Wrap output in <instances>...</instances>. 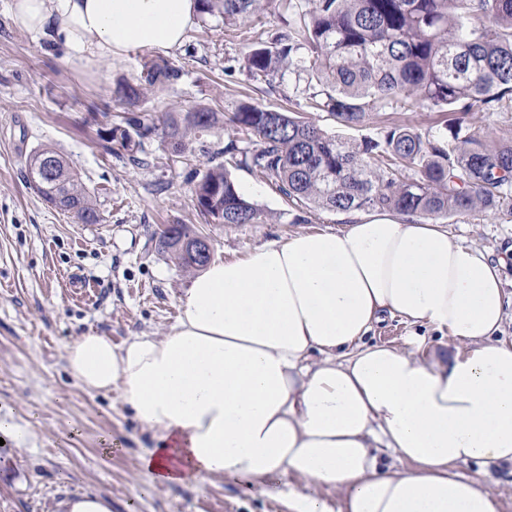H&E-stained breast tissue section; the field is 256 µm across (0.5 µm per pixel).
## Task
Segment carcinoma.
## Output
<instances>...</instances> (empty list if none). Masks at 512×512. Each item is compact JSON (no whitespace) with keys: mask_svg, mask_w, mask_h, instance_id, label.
Returning <instances> with one entry per match:
<instances>
[{"mask_svg":"<svg viewBox=\"0 0 512 512\" xmlns=\"http://www.w3.org/2000/svg\"><path fill=\"white\" fill-rule=\"evenodd\" d=\"M200 13L241 28L261 21V0H198ZM301 70L317 77L310 108L330 113L345 127L363 124L371 112L436 106L446 112H490L512 102V0H309L288 23L245 57V68L268 82L297 53ZM182 70L143 59L140 73L116 85L128 112L118 124L97 130L98 145L118 158L140 162L144 142L160 139L183 154L189 140L220 125L219 113L195 109L177 117L143 112L148 90L177 82ZM233 130L253 149L230 140L222 155L240 157L289 201L348 213L394 211L435 218L476 209L512 215V141L488 145L478 136L429 140L397 126L358 146L317 124L255 102L228 113ZM26 179L55 208L82 224L100 220L92 196L64 158L42 147L26 163ZM197 210L207 224H255L262 212L247 200L224 165L207 169L195 183ZM158 250L184 269L200 270L191 247L201 234L176 224L153 234Z\"/></svg>","mask_w":512,"mask_h":512,"instance_id":"cac0c4a2","label":"carcinoma"}]
</instances>
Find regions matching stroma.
I'll return each mask as SVG.
<instances>
[{"mask_svg":"<svg viewBox=\"0 0 512 512\" xmlns=\"http://www.w3.org/2000/svg\"><path fill=\"white\" fill-rule=\"evenodd\" d=\"M0 0V416L28 430L24 441L0 446V512H56L74 491L103 494L112 512H289L285 500L245 491L232 480L148 488L139 455L151 435L118 394H90L66 371L68 343L89 332L127 338L167 334L178 298L192 273L158 251L153 233L184 224L209 234L214 260L242 258L256 247L302 231L342 227V214L295 205L245 165L230 166L240 192L264 215L258 224H208L191 189L215 153L233 136L230 127L192 141L177 157L159 141L145 142L141 165L94 144L104 115L120 121L125 105L113 94L144 58L136 50L92 70L72 67L63 45L38 40L8 19ZM253 37L228 31L219 17L198 16L184 45L168 62L182 79L149 93L142 110L231 111L242 100L310 120L351 144L381 139L393 125L429 139L445 131L446 113L390 109L348 128L306 106V77L284 67L273 85L253 80L244 67ZM462 135L494 145L512 139V109L463 115ZM48 146L84 185L97 193L101 220L81 224L48 203L25 179L29 156ZM455 239L499 257L512 250V216L476 210L441 217ZM460 474L486 482L512 512V465L471 462Z\"/></svg>","mask_w":512,"mask_h":512,"instance_id":"35a3bbf8","label":"stroma"}]
</instances>
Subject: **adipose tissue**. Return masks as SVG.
<instances>
[{
    "mask_svg": "<svg viewBox=\"0 0 512 512\" xmlns=\"http://www.w3.org/2000/svg\"><path fill=\"white\" fill-rule=\"evenodd\" d=\"M198 12L197 0H12L9 18L85 69L177 50ZM347 218L211 262L165 336L84 334L65 348L68 373L132 408L154 484L280 479L293 512H500L458 468L512 464L504 259L409 216ZM388 316L412 328L400 342L372 337Z\"/></svg>",
    "mask_w": 512,
    "mask_h": 512,
    "instance_id": "adipose-tissue-1",
    "label": "adipose tissue"
}]
</instances>
